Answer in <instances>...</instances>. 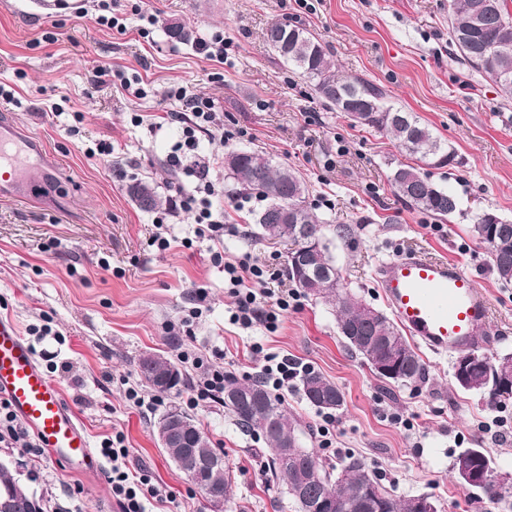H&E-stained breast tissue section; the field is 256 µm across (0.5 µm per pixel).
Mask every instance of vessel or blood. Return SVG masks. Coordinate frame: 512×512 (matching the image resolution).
<instances>
[{
    "label": "vessel or blood",
    "mask_w": 512,
    "mask_h": 512,
    "mask_svg": "<svg viewBox=\"0 0 512 512\" xmlns=\"http://www.w3.org/2000/svg\"><path fill=\"white\" fill-rule=\"evenodd\" d=\"M37 137L0 121V198L28 196L29 159H43ZM378 291L397 322L432 353L447 356L485 345L491 300L455 263L423 252L381 261L375 271ZM0 396L57 464L73 473L99 472L88 436L59 386L41 369L11 320L0 318Z\"/></svg>",
    "instance_id": "1"
}]
</instances>
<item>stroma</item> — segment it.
<instances>
[{"label": "stroma", "instance_id": "1", "mask_svg": "<svg viewBox=\"0 0 512 512\" xmlns=\"http://www.w3.org/2000/svg\"><path fill=\"white\" fill-rule=\"evenodd\" d=\"M91 0H0V86L14 103L0 116L36 135L58 177L32 173V194L0 199V317L12 319L37 361L60 387L88 433L92 448L123 433L130 469H148L172 494L152 512H210L202 493L173 464L154 434L172 408L188 410L224 455L237 512H296L266 482L268 452L244 433L219 403L188 406V387L126 401L122 379L138 383L135 362L146 352L179 362L181 351L222 355L243 377L259 370L252 344L308 363L336 383L345 404L320 448V412L297 388L285 404L306 428L305 447L357 454L396 495L432 496L439 512H490L452 469L464 448L482 446L497 473L512 475V401L491 411L476 392L460 389L454 360L424 345L416 350L429 373L419 387L386 393L368 365L342 345L333 304L305 297L291 302L276 332L242 330L228 322L234 304L223 259L251 252L284 267L288 245L255 236L260 201L230 215L240 226L223 242L196 237L192 215L180 214L170 246L151 243L154 212L132 200V178L152 182L160 196L180 179L166 156L177 126L161 124L180 110L173 89L214 99L226 126L242 128L239 149L260 150L299 171L309 201L327 224L341 284L377 309L376 265L421 249L457 261L477 277L492 303L485 353L512 352V287H502L486 247L468 232L471 216L492 209L512 221V100L485 73L471 71L448 44V0H117L127 31L90 22ZM160 22L141 36L139 11ZM182 22L189 40L168 37L164 23ZM295 21L329 50L340 70L383 85L388 101L414 112L452 146L460 165L429 168L428 179L451 189L461 212L447 221L405 205L389 176L400 161L392 139L352 124L323 106L311 86L267 45L265 31ZM230 41L226 63L207 60L195 41L212 32ZM140 74L147 95L130 97L122 79ZM142 114L143 123L132 120ZM109 156H88L99 140ZM202 315L183 327L193 307ZM40 503L76 512H120L105 474L75 475L49 458L0 447Z\"/></svg>", "mask_w": 512, "mask_h": 512}]
</instances>
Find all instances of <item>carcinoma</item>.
<instances>
[{
	"label": "carcinoma",
	"instance_id": "cac0c4a2",
	"mask_svg": "<svg viewBox=\"0 0 512 512\" xmlns=\"http://www.w3.org/2000/svg\"><path fill=\"white\" fill-rule=\"evenodd\" d=\"M486 0H449L453 21L449 27L450 44L459 53L462 64L486 73L495 80L501 96L512 99V81L503 83L495 79L499 68L512 70V37L501 40L498 13H508L507 0H497L498 11L485 10ZM297 35L290 53L279 52L278 45L287 34ZM269 47L283 61L292 65L312 86L323 103L338 112L349 114L344 106L347 101L365 102L375 110V119L367 127L386 134L396 142L399 152L409 159L392 170L390 183L394 194L409 207L436 218L447 219L460 210L458 197L448 189L431 183L422 173L423 167H455L460 164L456 151L448 146L433 129L413 112H406L390 105L385 89L358 75H342L327 48L306 28L288 20L271 24L265 34ZM238 157V164L228 168L234 180V193L252 196L253 184L258 180L281 183L288 191V204L300 209L301 223L282 224L269 211L270 201L262 198L264 206L254 213V224L262 236L286 239L292 243L287 256L288 280L305 297L334 299L339 308L338 333L344 347L365 362L381 356L390 342L397 340L406 345L409 354L410 379L402 385L423 384L428 372L421 357L403 335L401 329L384 313L370 315L372 307L349 294H340V276L329 243L325 224L309 203L310 187L294 169L277 164L262 151L230 150L225 157ZM132 198L145 210L159 206L160 200L153 188L145 182L129 186ZM487 225L479 216L470 224L472 236L488 249L493 272L505 287L512 285V222L501 220L496 225V236L487 238ZM310 238L317 246L302 249V240ZM347 327L355 328L359 335L374 340L371 348L356 345L343 335ZM175 365L171 359L155 354H143L137 360L136 373L142 383L156 388L154 379ZM298 387L303 398L319 411L337 412L344 405L339 387L322 373L309 368L298 376ZM234 388L236 398H223L224 408L234 417L243 430L261 436L268 445V481L283 488L290 496L310 468L319 469L326 477L324 485L311 490V494L327 495L331 512H351L360 496L362 487L371 482L379 490L375 505L382 512H413L412 497H400L381 483L374 468L353 454L339 457L336 464L326 463L316 452L302 446L299 434L301 425L284 401L274 396L263 379L256 375L240 379L232 373L224 375V389ZM288 445L293 462L283 460L281 450ZM350 466L345 479L333 478V471ZM8 491L14 500L13 512H42L34 495L14 477L10 467L0 462V493ZM478 499L504 510L512 509L508 498L499 494L491 485L479 489Z\"/></svg>",
	"mask_w": 512,
	"mask_h": 512
}]
</instances>
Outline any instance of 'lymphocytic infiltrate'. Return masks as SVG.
Masks as SVG:
<instances>
[{"label":"lymphocytic infiltrate","instance_id":"f902f5d3","mask_svg":"<svg viewBox=\"0 0 512 512\" xmlns=\"http://www.w3.org/2000/svg\"><path fill=\"white\" fill-rule=\"evenodd\" d=\"M175 97L183 105L182 111L171 113L172 121L180 123L179 140L171 147L166 157L168 165L184 171L191 179L190 186L176 185L169 205L154 219L156 231L152 242L159 249L170 246L168 233L173 220L180 212L192 214L198 236L222 240L225 232H237V225H224L212 211V199L218 194L215 181L210 175V161L198 152L200 135L227 144L239 138L236 130L225 128L224 120L215 102L209 98L187 95L179 89ZM224 274L230 285L235 302L230 310L229 322L242 329L264 323L268 332H275L282 311L287 310L293 291L278 288L281 277L265 261L251 253L228 258L224 261ZM0 446L13 448L41 456L42 450L28 428L19 423L10 404L0 398ZM100 453L111 464L109 482L112 495L121 512H146L144 501L152 498L167 501L168 493L155 484L146 473L131 471L127 465L130 451L124 445L123 436L103 442Z\"/></svg>","mask_w":512,"mask_h":512}]
</instances>
